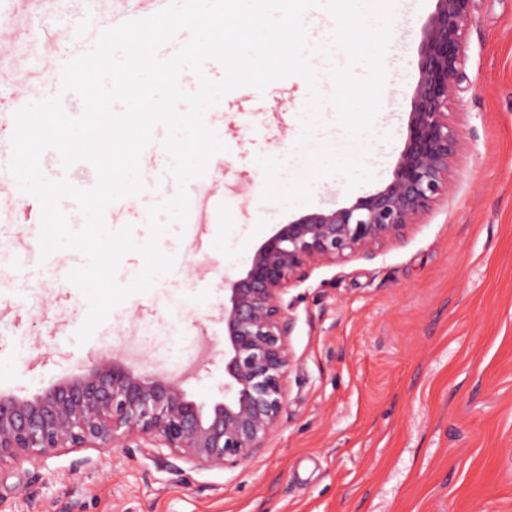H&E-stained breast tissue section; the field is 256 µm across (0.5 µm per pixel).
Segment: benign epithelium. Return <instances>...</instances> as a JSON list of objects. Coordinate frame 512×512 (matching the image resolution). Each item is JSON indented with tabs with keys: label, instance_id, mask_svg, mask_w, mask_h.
<instances>
[{
	"label": "benign epithelium",
	"instance_id": "benign-epithelium-1",
	"mask_svg": "<svg viewBox=\"0 0 512 512\" xmlns=\"http://www.w3.org/2000/svg\"><path fill=\"white\" fill-rule=\"evenodd\" d=\"M474 0H435L418 47L408 135L392 180L352 205L278 225L249 268L224 289V389L206 409L178 380L147 375L117 354L32 398L0 392V464L42 459L63 448L140 441L196 467L233 468L259 454L279 427L294 366L284 295L320 266L372 255L423 223L452 187L465 149L448 102L464 65Z\"/></svg>",
	"mask_w": 512,
	"mask_h": 512
}]
</instances>
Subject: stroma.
I'll use <instances>...</instances> for the list:
<instances>
[{"label": "stroma", "instance_id": "stroma-1", "mask_svg": "<svg viewBox=\"0 0 512 512\" xmlns=\"http://www.w3.org/2000/svg\"><path fill=\"white\" fill-rule=\"evenodd\" d=\"M435 0H396L386 84L371 133L352 141L325 106L317 138L365 153L373 178L348 189L317 181L309 203L262 201L260 157L290 156L308 88L298 76L226 93L204 122L224 143L217 209L171 226V272L114 308L85 343L87 302L63 273L15 263L0 288V392L33 397L95 360L183 380L188 398H224V282L240 277L276 225L353 204L390 182L407 137L420 30ZM24 15L6 48L17 82L37 100L83 30L141 0H0ZM466 147L453 188L407 236L373 256L315 268L284 301L295 365L281 424L256 457L198 468L166 448H64L0 464V512H512V0H474L465 64L448 105ZM12 248L38 239L42 210L20 198ZM37 286L38 307L22 289ZM180 378V377H179Z\"/></svg>", "mask_w": 512, "mask_h": 512}]
</instances>
